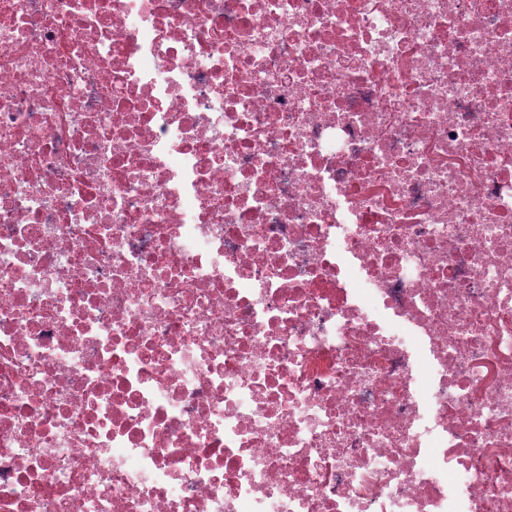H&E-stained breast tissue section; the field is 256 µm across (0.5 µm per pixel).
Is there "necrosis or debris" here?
Here are the masks:
<instances>
[{
	"label": "necrosis or debris",
	"instance_id": "4bbe7bcc",
	"mask_svg": "<svg viewBox=\"0 0 512 512\" xmlns=\"http://www.w3.org/2000/svg\"><path fill=\"white\" fill-rule=\"evenodd\" d=\"M0 512H512V0H0Z\"/></svg>",
	"mask_w": 512,
	"mask_h": 512
}]
</instances>
